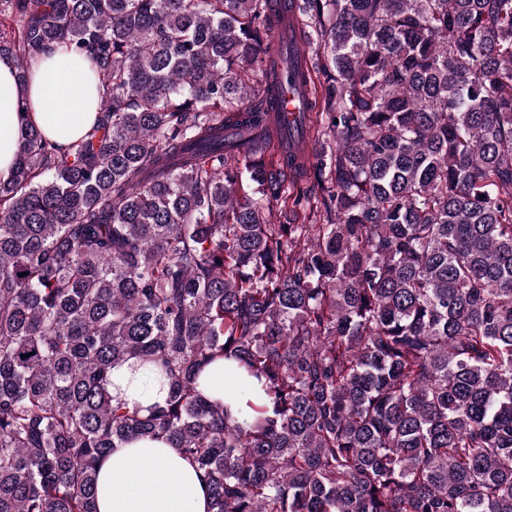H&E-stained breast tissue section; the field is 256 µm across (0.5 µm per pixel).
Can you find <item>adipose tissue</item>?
I'll return each mask as SVG.
<instances>
[{
    "label": "adipose tissue",
    "mask_w": 512,
    "mask_h": 512,
    "mask_svg": "<svg viewBox=\"0 0 512 512\" xmlns=\"http://www.w3.org/2000/svg\"><path fill=\"white\" fill-rule=\"evenodd\" d=\"M86 65L66 46L41 58L26 82H18L13 59L0 57V179L8 180L28 125L67 144L96 119L85 89ZM27 112H19V103ZM112 394L128 406L163 403L167 388L154 370L136 360L112 369ZM98 512H209L202 473L164 440H137L113 449L98 467Z\"/></svg>",
    "instance_id": "obj_1"
}]
</instances>
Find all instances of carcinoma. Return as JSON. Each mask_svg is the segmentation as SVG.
I'll use <instances>...</instances> for the list:
<instances>
[{
    "label": "carcinoma",
    "instance_id": "cac0c4a2",
    "mask_svg": "<svg viewBox=\"0 0 512 512\" xmlns=\"http://www.w3.org/2000/svg\"><path fill=\"white\" fill-rule=\"evenodd\" d=\"M300 3L302 67L283 0H0L18 80L67 43L99 96L0 180V512H96L143 438L211 512H512V0ZM112 395L132 408L140 407L142 413L156 404H162L167 396V387L162 384L154 370L130 359L112 368ZM223 365V370L215 374L212 378L209 377L202 385V391L210 399H220L228 405L230 413L233 417L239 416V411L247 409V400H257L259 392L254 390L251 395L248 392L243 393L242 389L238 387L239 383L232 375L224 374V360H219L214 366ZM230 378L238 383V385L227 384V379Z\"/></svg>",
    "mask_w": 512,
    "mask_h": 512
}]
</instances>
